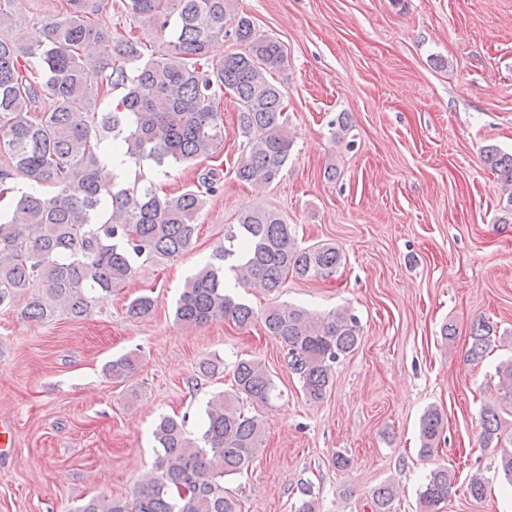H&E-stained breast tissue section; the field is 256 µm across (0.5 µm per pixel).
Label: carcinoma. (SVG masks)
Instances as JSON below:
<instances>
[{"label": "carcinoma", "instance_id": "obj_1", "mask_svg": "<svg viewBox=\"0 0 512 512\" xmlns=\"http://www.w3.org/2000/svg\"><path fill=\"white\" fill-rule=\"evenodd\" d=\"M104 3L64 0L63 16L40 19L19 35H0V187L18 178L31 185L11 218L0 222V306L28 293L26 315L35 321L60 313L81 317L97 294L133 279L139 264L170 260L193 245L199 192L168 197L124 187L104 172L100 145L158 166L207 158L224 140L219 92L239 105L246 138L239 180H275L293 144L288 104L270 80L285 67L284 48L257 35L252 20L233 10V0H122L143 29L163 38L153 50L141 38L112 41V31L96 21ZM228 34L244 51L210 63L212 42ZM91 41L99 48L94 58L83 54ZM104 89L122 95L114 109L99 114L92 104ZM485 160L505 186L512 185V154L492 149ZM43 185L54 193L40 192ZM224 240L228 245L216 249L180 295L175 318L185 327L226 317L241 327L253 321L250 306L224 293L228 272L239 285L258 282L275 292L290 274L332 278L342 262L333 245H298L291 225L274 210L242 211ZM154 305L153 297L139 295L128 312L145 316ZM263 321L313 402L332 388L334 364L363 341L360 321L347 309L321 316L288 304L268 309ZM470 339L468 360L480 362L492 345L490 326L478 322ZM137 370L130 353L106 366L114 379ZM497 376L500 401L484 406L481 435L485 445L500 449L498 470L512 485V448L502 440V411L512 409V358L499 363ZM275 390L261 362L239 359L230 391L207 402L200 438L187 435L185 420L161 417L153 431L154 468L132 498L93 497L77 512H241L224 478L249 470L257 459L263 423L245 405L264 406ZM443 431L441 412L427 410L420 455L432 452ZM454 484L448 469L432 470L418 492L420 512H435ZM301 495L297 512H317L312 487H302ZM393 497L387 484L374 489L371 512H389Z\"/></svg>", "mask_w": 512, "mask_h": 512}]
</instances>
